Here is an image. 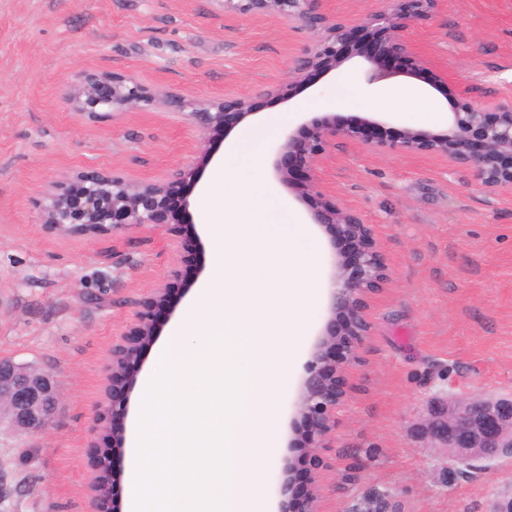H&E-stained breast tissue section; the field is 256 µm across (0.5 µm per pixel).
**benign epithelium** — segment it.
Masks as SVG:
<instances>
[{"label":"benign epithelium","instance_id":"1","mask_svg":"<svg viewBox=\"0 0 512 512\" xmlns=\"http://www.w3.org/2000/svg\"><path fill=\"white\" fill-rule=\"evenodd\" d=\"M322 2L224 0L243 14L278 16L314 36V45L289 66L287 80L266 88L265 95L287 102L298 89L310 86V73H330L354 59L363 66L370 84L402 73L415 76L427 69V61L414 52L406 33L414 20L435 8L437 0H370L372 8L355 19L324 11ZM368 27L385 30L387 41L373 47L355 38L359 29ZM70 100L95 115L100 109L123 112L153 105L176 107L200 128L205 145L224 140L233 126L253 115L247 96L217 103L186 99L171 92L149 95L134 78L120 76H88L73 89ZM386 130L387 121L382 118L363 117L340 125L330 113L318 124L283 129L271 161L273 178L306 206L307 223L325 230L334 228L338 239L348 244L333 252L329 318L313 346L301 384L300 445L311 456L328 447L331 418L344 396L341 374L356 358L355 343L370 328L362 296L378 288L386 271L372 227L319 190L317 172L327 148L354 142L383 154H434L469 170L476 185L488 194L512 189V97L452 101L445 131L404 128L397 136L388 137ZM186 179H196L195 168L177 172L175 180L168 183L134 182L105 173L88 175L83 178L81 197L75 199L66 191L51 195L44 223L64 233L88 237L111 229L167 224L202 253L204 244L196 225L186 218L190 202H183V213L178 218L170 210V193ZM168 297L167 285L154 288L124 338L112 345V388L102 420L127 410L130 395L125 385H133L145 355L160 334L154 313L160 307H169ZM56 405V387L48 375L0 360V424L27 432L44 431ZM420 432L430 441V447L443 454L450 470L467 477L476 463L512 457V395H435L429 400ZM123 475L121 470L103 471L94 481L96 512H112V490L122 482ZM319 497L320 488L312 483L307 492H298L293 467L284 468L279 512H318Z\"/></svg>","mask_w":512,"mask_h":512}]
</instances>
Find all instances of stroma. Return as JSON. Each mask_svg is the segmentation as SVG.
Segmentation results:
<instances>
[{"label": "stroma", "instance_id": "1", "mask_svg": "<svg viewBox=\"0 0 512 512\" xmlns=\"http://www.w3.org/2000/svg\"><path fill=\"white\" fill-rule=\"evenodd\" d=\"M427 75L409 85L439 110L446 92L512 96V0H439L408 30ZM313 36L282 18L225 9L224 0H0V357L33 364L58 392L49 428L0 427V512H94L112 383V345L157 285L186 306L193 288L172 278L185 247L170 226L64 235L45 224L55 187L97 171L163 182L196 161L200 130L163 106L92 116L70 100L81 77H135L145 91L222 101L250 96L275 142L288 121L377 114L394 128L410 114L378 111L359 63L317 78L289 102L266 97ZM319 188L372 225L386 278L364 297L370 330L343 374L345 396L328 447L309 458L291 445L304 369L281 396V444L266 491L278 499L282 466L323 487L322 512H348L371 489L393 490L405 512H490L512 493V458L461 477L412 436L427 401L445 391L512 394V192L490 196L468 170L433 154H378L355 144L321 161ZM317 286L304 351L328 319L333 248L313 228Z\"/></svg>", "mask_w": 512, "mask_h": 512}]
</instances>
